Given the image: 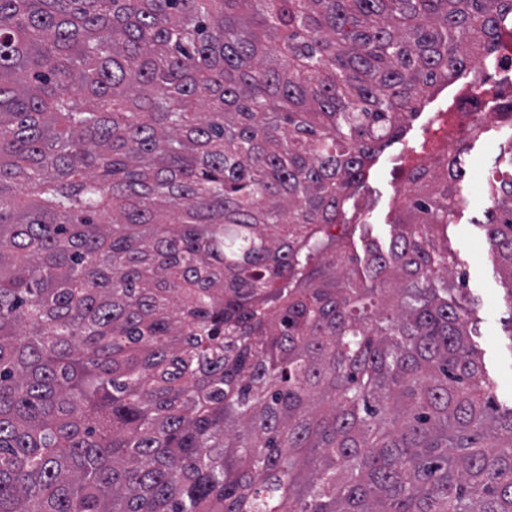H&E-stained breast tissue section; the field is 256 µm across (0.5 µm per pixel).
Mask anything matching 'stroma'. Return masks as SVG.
I'll return each mask as SVG.
<instances>
[{"instance_id":"stroma-1","label":"stroma","mask_w":512,"mask_h":512,"mask_svg":"<svg viewBox=\"0 0 512 512\" xmlns=\"http://www.w3.org/2000/svg\"><path fill=\"white\" fill-rule=\"evenodd\" d=\"M423 118H416L402 142L386 148L369 172L365 188L347 212L352 223L366 225L375 236L388 234L399 199L398 191L408 168L407 159L423 141ZM504 140L488 133L473 142L467 154V174L461 206L448 227V243L467 275L468 288L477 301L474 312L478 334L474 338L481 361L493 378L501 407L512 406V309L505 302L504 278L493 260L485 234L472 219L488 205L484 185L500 163Z\"/></svg>"}]
</instances>
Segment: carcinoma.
Instances as JSON below:
<instances>
[{
	"instance_id": "1",
	"label": "carcinoma",
	"mask_w": 512,
	"mask_h": 512,
	"mask_svg": "<svg viewBox=\"0 0 512 512\" xmlns=\"http://www.w3.org/2000/svg\"><path fill=\"white\" fill-rule=\"evenodd\" d=\"M510 26L512 0H0V512H512L448 248L466 145L364 255L347 224ZM498 131L474 223L512 284Z\"/></svg>"
}]
</instances>
